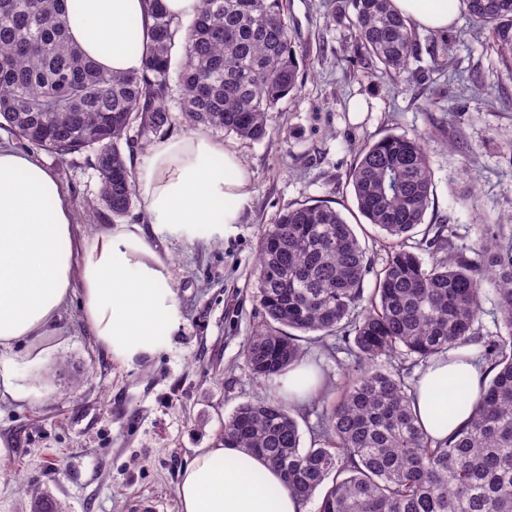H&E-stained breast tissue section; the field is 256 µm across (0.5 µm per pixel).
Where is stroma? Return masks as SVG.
<instances>
[{
  "label": "stroma",
  "instance_id": "1",
  "mask_svg": "<svg viewBox=\"0 0 512 512\" xmlns=\"http://www.w3.org/2000/svg\"><path fill=\"white\" fill-rule=\"evenodd\" d=\"M336 0H288L292 44L307 67L299 89L268 114L259 142L215 133L254 174L255 191L240 223L206 244L154 239L165 256L182 322L171 345L138 367L105 355L71 299L56 335L41 340L46 360L25 377L27 403L0 405V439L12 458L0 473V512H29L27 489L48 492L63 512H137L152 497L179 512L176 486L195 449L221 442L235 408L266 393L243 358L263 327L255 300L258 234L289 206L330 201L375 265L389 244L360 222L346 175L357 148L389 133L421 132L434 172V202L414 237L447 225L457 247H472L479 223L512 226V160L490 147L512 130V76L496 70L487 37L474 36L459 12L446 67L413 63L412 76L390 85L376 64L345 60L348 26L327 25ZM0 143L32 155L60 183L75 224L93 237L100 180L94 153L66 158L0 128ZM306 359L334 400L350 356L329 355L316 336L303 339Z\"/></svg>",
  "mask_w": 512,
  "mask_h": 512
}]
</instances>
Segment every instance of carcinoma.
Segmentation results:
<instances>
[{"label": "carcinoma", "mask_w": 512, "mask_h": 512, "mask_svg": "<svg viewBox=\"0 0 512 512\" xmlns=\"http://www.w3.org/2000/svg\"><path fill=\"white\" fill-rule=\"evenodd\" d=\"M471 28L488 31L512 73V0H466ZM152 45L141 70L100 69L67 35L62 0H0V127L62 158L95 149L99 200L112 219L133 205L136 176L119 148L129 128L149 138L180 119L261 141L268 113L298 90L300 62L283 0H201L188 25L151 2ZM349 21V57L397 79L419 58L418 33L391 0H344L329 23ZM423 137L389 133L358 150L347 180L357 210L393 241L374 268L342 213L326 201L290 206L262 228L255 268L265 329L244 358L270 381L304 359L295 332L344 342L354 366L322 411L314 444L301 447L287 401L242 403L224 420V445L264 456L301 500L331 480L317 512H512V233L479 225L473 256L445 225L415 245L434 199ZM496 286L506 334L485 341L490 380L472 415L432 444L414 412L405 360L429 361L479 338L482 276ZM373 276V288L365 281ZM394 358L390 369L376 366ZM32 512H58L35 493Z\"/></svg>", "instance_id": "cac0c4a2"}]
</instances>
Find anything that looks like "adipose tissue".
Returning <instances> with one entry per match:
<instances>
[{
	"mask_svg": "<svg viewBox=\"0 0 512 512\" xmlns=\"http://www.w3.org/2000/svg\"><path fill=\"white\" fill-rule=\"evenodd\" d=\"M418 29L442 33L457 15L448 0H393ZM149 0H64L73 41L103 69L139 71L151 41ZM136 190L146 225L113 224L81 237L62 187L34 157L0 146V403H20L22 370L44 361L71 296L99 347L127 366L168 348L181 322L170 269L150 239L208 243L239 223L253 173L238 152L194 133L159 138ZM484 370L473 359L429 362L415 410L440 441L468 421ZM180 512H303L279 471L240 448L197 449L176 488Z\"/></svg>",
	"mask_w": 512,
	"mask_h": 512,
	"instance_id": "1",
	"label": "adipose tissue"
}]
</instances>
